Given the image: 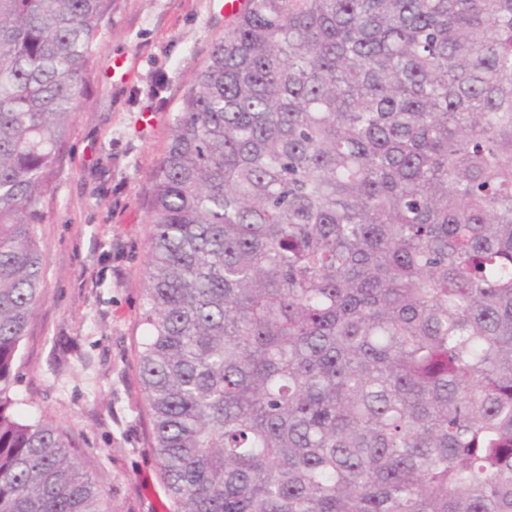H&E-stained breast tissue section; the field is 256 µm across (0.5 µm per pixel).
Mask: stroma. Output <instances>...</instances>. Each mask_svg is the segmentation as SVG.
<instances>
[{"instance_id":"obj_1","label":"stroma","mask_w":512,"mask_h":512,"mask_svg":"<svg viewBox=\"0 0 512 512\" xmlns=\"http://www.w3.org/2000/svg\"><path fill=\"white\" fill-rule=\"evenodd\" d=\"M228 21L217 0H117L37 226L46 287L19 349L14 410L69 438L114 512H172L134 353L150 188L173 116Z\"/></svg>"}]
</instances>
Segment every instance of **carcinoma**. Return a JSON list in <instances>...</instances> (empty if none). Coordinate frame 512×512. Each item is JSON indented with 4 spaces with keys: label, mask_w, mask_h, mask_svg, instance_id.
Wrapping results in <instances>:
<instances>
[{
    "label": "carcinoma",
    "mask_w": 512,
    "mask_h": 512,
    "mask_svg": "<svg viewBox=\"0 0 512 512\" xmlns=\"http://www.w3.org/2000/svg\"><path fill=\"white\" fill-rule=\"evenodd\" d=\"M115 0H0V512H112L11 386ZM173 512H512V0H245L152 176Z\"/></svg>",
    "instance_id": "cac0c4a2"
}]
</instances>
